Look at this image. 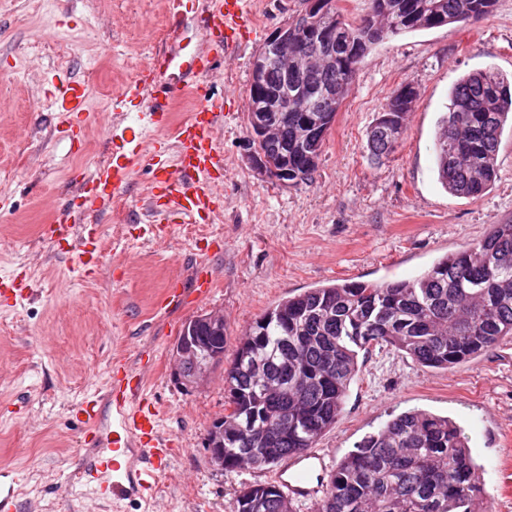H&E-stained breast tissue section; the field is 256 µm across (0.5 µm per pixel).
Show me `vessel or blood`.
I'll use <instances>...</instances> for the list:
<instances>
[{"instance_id": "vessel-or-blood-1", "label": "vessel or blood", "mask_w": 512, "mask_h": 512, "mask_svg": "<svg viewBox=\"0 0 512 512\" xmlns=\"http://www.w3.org/2000/svg\"><path fill=\"white\" fill-rule=\"evenodd\" d=\"M247 0H180L182 11L196 24V42L188 55L170 48L155 53L134 79L123 84L112 100L120 112L139 100V126L115 124L110 128L112 160L104 166L82 168L75 176L84 201L81 208L64 209L54 223L41 227L47 240L63 237L77 251L78 269L86 276L101 264L95 225L85 220L89 210L107 209L132 179L143 160H150L152 186L149 233L168 237L171 219L208 224L223 199L224 154L217 140L225 102L237 94L226 89L223 100L200 104L189 117L172 124L171 112L178 89L212 75L211 56L218 49L232 50L238 39L251 33ZM56 129L71 145L81 146L82 123L88 120L87 92L81 83L53 91ZM172 130V141L146 139V130ZM215 278L206 262L196 263L192 286L198 295L210 293ZM181 279H171L156 306L172 310L184 305ZM80 413L90 426L91 449L84 466L86 483L102 498L115 501L154 497L160 478L169 470L173 443L158 432V411L152 407L143 379L125 363H115L105 400L85 401ZM324 457L314 450L284 458L275 481L293 501L314 499L322 490Z\"/></svg>"}]
</instances>
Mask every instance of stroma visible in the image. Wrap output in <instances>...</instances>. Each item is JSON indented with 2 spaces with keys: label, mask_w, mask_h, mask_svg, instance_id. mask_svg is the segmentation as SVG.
Instances as JSON below:
<instances>
[{
  "label": "stroma",
  "mask_w": 512,
  "mask_h": 512,
  "mask_svg": "<svg viewBox=\"0 0 512 512\" xmlns=\"http://www.w3.org/2000/svg\"><path fill=\"white\" fill-rule=\"evenodd\" d=\"M305 0H249L255 31L215 77L181 92L174 122L204 98L234 88L248 99L253 61ZM193 33L175 20L169 0H0V275L25 277L28 299L0 303V483L13 486L19 512H143L134 500L98 499L77 470L88 431L82 401L104 398L115 362L131 365L165 409L162 435L177 443L152 512H234L247 485L273 482L275 468L227 473L210 461L205 437L224 413V380L200 387L173 377V348L195 316L224 314L225 361L246 328L279 301L336 281L417 277L441 256L512 223V129L497 152V177L482 196L449 194L433 156L436 121L463 74L491 69L512 76V0L472 25L451 24L377 45L358 66L311 181L281 184L250 160L248 109L225 116L224 203L210 224H183L175 236L144 237L150 219L148 167L95 224L102 262L91 277L76 270L67 243L42 239L64 205H79L74 169L111 159L113 91L156 51ZM85 84L94 116L76 154L55 130L48 83ZM418 97L396 151L371 163L366 131L401 83ZM216 272L211 294L189 298L167 316L154 302L171 278L190 283V268ZM343 410L316 442L338 463L392 416L423 409L457 421L479 466L485 497L512 512V337L445 370L431 369L387 346L359 360Z\"/></svg>",
  "instance_id": "obj_1"
}]
</instances>
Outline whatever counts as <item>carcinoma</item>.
Here are the masks:
<instances>
[{
  "label": "carcinoma",
  "instance_id": "obj_1",
  "mask_svg": "<svg viewBox=\"0 0 512 512\" xmlns=\"http://www.w3.org/2000/svg\"><path fill=\"white\" fill-rule=\"evenodd\" d=\"M496 0H372L356 25L339 8L310 16L301 33L312 62L288 70L271 63L266 86L309 99L308 112H275L279 130L258 145L288 180L311 179L336 113L321 92L336 87L341 106L357 66L373 46L396 36L477 22ZM413 92H394L367 132L374 161L395 151ZM512 120V81L484 70L458 79L434 137L438 180L448 193L477 197L496 176L500 136ZM512 336V224H494L469 248L438 259L412 280L344 281L309 288L259 316L224 368L229 412L207 431L206 448L224 471L263 469L314 447L336 423L359 353L390 346L419 364L447 369ZM224 328L209 315L187 321L176 343L175 381L188 387L198 369L223 368ZM235 512H294L273 483L244 487ZM317 512H486L467 437L452 420L414 410L388 420L344 456L329 475Z\"/></svg>",
  "mask_w": 512,
  "mask_h": 512
}]
</instances>
